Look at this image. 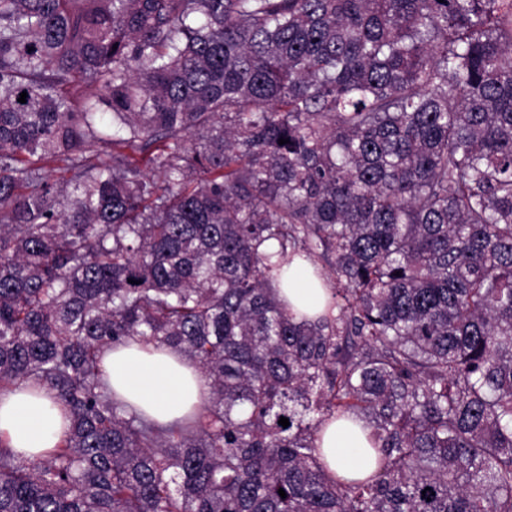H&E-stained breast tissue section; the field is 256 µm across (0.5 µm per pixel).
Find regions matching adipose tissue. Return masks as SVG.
<instances>
[{
    "label": "adipose tissue",
    "instance_id": "obj_1",
    "mask_svg": "<svg viewBox=\"0 0 512 512\" xmlns=\"http://www.w3.org/2000/svg\"><path fill=\"white\" fill-rule=\"evenodd\" d=\"M282 294L294 309L313 312L324 291L309 262L297 260L288 268ZM103 369L113 391L152 417H180L209 394L201 371L181 356L137 344L108 350ZM67 428L62 407L46 392L18 386L0 394V438L17 454L32 457L60 442ZM365 440L350 429L328 423L320 446L329 468L339 476L358 477L365 466Z\"/></svg>",
    "mask_w": 512,
    "mask_h": 512
}]
</instances>
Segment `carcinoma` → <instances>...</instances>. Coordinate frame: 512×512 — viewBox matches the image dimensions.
Returning <instances> with one entry per match:
<instances>
[{
    "label": "carcinoma",
    "instance_id": "cac0c4a2",
    "mask_svg": "<svg viewBox=\"0 0 512 512\" xmlns=\"http://www.w3.org/2000/svg\"><path fill=\"white\" fill-rule=\"evenodd\" d=\"M296 256L312 317L278 295ZM131 341L203 406L117 397ZM25 382L69 425L0 439V512H512V0H0V392ZM332 419L367 476L331 475ZM103 369L112 390L152 417H180L209 394L203 373L181 356L138 344L108 350Z\"/></svg>",
    "mask_w": 512,
    "mask_h": 512
}]
</instances>
